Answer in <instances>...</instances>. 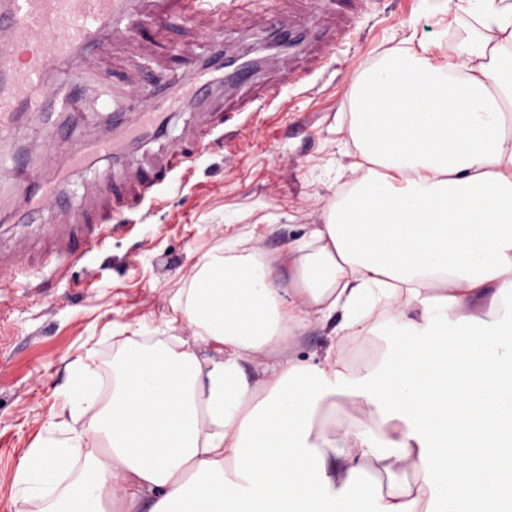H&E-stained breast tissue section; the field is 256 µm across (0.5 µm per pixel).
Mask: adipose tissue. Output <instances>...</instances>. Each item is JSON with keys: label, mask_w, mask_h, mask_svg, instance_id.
<instances>
[{"label": "adipose tissue", "mask_w": 512, "mask_h": 512, "mask_svg": "<svg viewBox=\"0 0 512 512\" xmlns=\"http://www.w3.org/2000/svg\"><path fill=\"white\" fill-rule=\"evenodd\" d=\"M427 4L473 24L355 69L358 160L321 223L283 254L225 240L174 306L192 340L114 360L107 408L74 362L14 480L38 512L117 498L122 512H501L512 498V0ZM313 324L330 343L299 360ZM381 339L383 356L348 353Z\"/></svg>", "instance_id": "1"}]
</instances>
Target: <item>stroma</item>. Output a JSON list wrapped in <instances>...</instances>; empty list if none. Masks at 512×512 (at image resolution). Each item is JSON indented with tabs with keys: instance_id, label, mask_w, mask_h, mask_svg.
I'll return each instance as SVG.
<instances>
[{
	"instance_id": "35a3bbf8",
	"label": "stroma",
	"mask_w": 512,
	"mask_h": 512,
	"mask_svg": "<svg viewBox=\"0 0 512 512\" xmlns=\"http://www.w3.org/2000/svg\"><path fill=\"white\" fill-rule=\"evenodd\" d=\"M224 2V50L258 58L272 28L303 33V41L270 59H258L250 84L224 92L233 121L199 151L190 168L161 189L152 205H130L114 218L119 231L97 250L83 252L69 271L28 255L31 239L45 230L64 232L49 208L25 217L14 196L9 165H0V256L16 258L14 281L0 288V512H36L14 490L17 467L45 433L63 404L68 367L85 357L93 370L139 336L191 338L194 329L173 320L172 304L196 264L224 238L253 235L259 246L286 252L309 225L320 223L337 183L351 179L354 145L348 132L350 88L356 66L408 40L437 42L444 20L425 0H365L353 25L331 0H257L239 10ZM131 30L105 44L72 80L83 95L82 111L68 116L75 144L103 134L97 114L103 85L114 97L143 83L146 72L174 83L211 45L208 10L190 19L161 17L154 0H137ZM165 38L153 43L156 23ZM301 72L271 104L238 111L259 89ZM38 120L0 137V156L25 153L33 172L53 158L44 151ZM165 141L149 143L123 168L97 164L73 183L71 203L96 183L128 177L160 162Z\"/></svg>"
}]
</instances>
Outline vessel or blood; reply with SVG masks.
Listing matches in <instances>:
<instances>
[{
    "label": "vessel or blood",
    "instance_id": "obj_1",
    "mask_svg": "<svg viewBox=\"0 0 512 512\" xmlns=\"http://www.w3.org/2000/svg\"><path fill=\"white\" fill-rule=\"evenodd\" d=\"M133 0H0V130L12 128L23 115L75 112L81 107L69 85L71 70L91 57L107 38L120 31L134 14ZM137 105L113 104V135L102 136L98 151L122 164L132 145L165 127L167 113L177 110L181 100L170 83L154 77L151 87L136 90ZM201 136L174 146L159 164L141 168L128 188L133 196H146L162 185L169 174L182 168L201 144ZM90 155L87 146L67 148L47 174L32 175L15 167L13 179L34 207L55 206L61 223L76 225L86 249L105 243L115 229L113 218L119 198L101 190L94 207L98 221L84 224L79 207L65 203L62 192L69 174L83 166ZM46 252L59 269L75 259L68 239L47 235Z\"/></svg>",
    "mask_w": 512,
    "mask_h": 512
}]
</instances>
